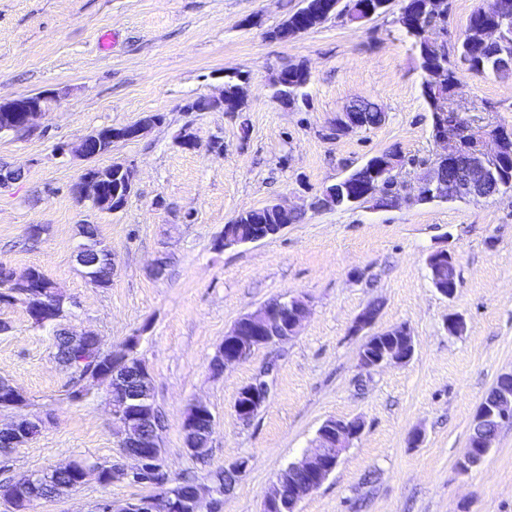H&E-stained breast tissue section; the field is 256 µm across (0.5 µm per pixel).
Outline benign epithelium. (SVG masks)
<instances>
[{
	"label": "benign epithelium",
	"mask_w": 512,
	"mask_h": 512,
	"mask_svg": "<svg viewBox=\"0 0 512 512\" xmlns=\"http://www.w3.org/2000/svg\"><path fill=\"white\" fill-rule=\"evenodd\" d=\"M343 12L353 23H365L373 17V11L368 3H363L354 13L343 5V0H329L324 9L319 12L309 11V0H302L299 14L309 15L316 27L323 22L324 17L336 12ZM48 96L43 93L24 94L6 102L0 101V132L10 131L16 134L27 133L36 128V121L44 114ZM217 101L222 103V111L237 112L240 110L242 99L229 104L224 102V95L200 98L186 105L189 111L202 110V104ZM443 112L439 117L443 120L442 132L435 135L434 141L440 148L437 157L419 178L417 183L404 189L398 196L396 205L428 200L446 201L470 200L488 198L505 189L512 182L508 181L501 169V162L506 156H512V133L498 127L475 130L468 125L457 112L448 111L447 101H441ZM157 123V120L145 116L138 122L122 127H112L108 132L99 128L81 139L75 152L86 160H93L103 153L108 143L129 141L141 136L146 129ZM336 131L346 133L366 129L365 114L362 112H342L336 118ZM373 181H397L396 172L399 162L383 154L376 159L368 160ZM114 171L130 172L127 194L112 196V212L122 210L128 201L129 194L135 185L136 168L132 165L114 162ZM71 195L79 200H89L97 204L102 193L99 177L95 167L84 170L70 188ZM372 199L375 206L382 207V201L372 190L354 195L347 192L342 185L338 194L326 198L322 206L332 208L344 201L355 206L363 205V201ZM279 219L277 224H261L252 230L250 236L241 239L229 233L217 246L231 248L243 244L255 243L270 236L280 234L290 224V218L302 207L287 201L270 205ZM427 267L432 277L436 291L451 299L457 291V281L451 276V270L456 268L454 256L446 250H438L427 258ZM309 312L305 299L291 296L277 306L265 305L254 312L242 316L232 330L224 336V342L235 347L226 352L221 350L210 362V370L218 375L231 364L239 361L237 351H253L260 346H268L284 341L294 336ZM379 314V308L370 304L363 309L354 322V331L369 329ZM414 352V338L404 326H397L386 331L376 332L370 336L360 351L359 364L365 369H379L392 363H404ZM129 363V356L122 348L112 349V371L96 372L88 375L95 384L107 391H112L113 425L120 436V454L131 461V465L122 468L127 478L136 476L145 461L155 464V472L159 476V486L156 492L128 501L120 506L105 502L101 504V512H200L203 501L211 504L223 501L226 493L216 484L197 485L191 498L185 499L172 491L169 485V472L163 460V438L159 436L162 428L150 429L153 419L152 395L148 383L152 374L147 365H142V371L137 373L134 386H129L124 377L123 367ZM499 397L494 403L481 402L474 416L475 424H492L495 428L512 420V373H503L495 381ZM268 385L258 379L244 387L234 403L235 416L248 421L253 414L261 409L268 398ZM206 423L207 433H212L214 415L210 407L203 401H196L190 407L184 420V445L186 453L197 457L205 452L200 437V424ZM362 427L355 421L329 419L318 429L311 449L301 460L290 463L276 478L271 492L265 497L262 512H270L275 507L280 512H299L300 502L315 492L336 469L341 455L350 443L361 433ZM489 439L476 443H468L465 454L458 463L462 473L469 472L480 465L487 456V449L493 447ZM77 473V484L68 488L67 493L77 490L90 476L103 480V466L74 460L66 465Z\"/></svg>",
	"instance_id": "benign-epithelium-1"
}]
</instances>
